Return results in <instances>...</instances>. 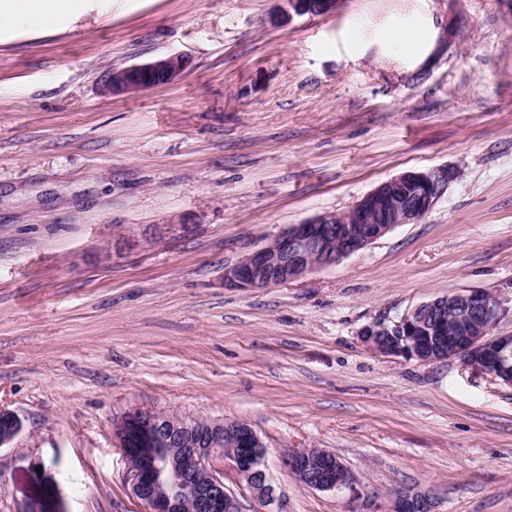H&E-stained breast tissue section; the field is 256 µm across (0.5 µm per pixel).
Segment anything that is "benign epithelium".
<instances>
[{"instance_id": "benign-epithelium-1", "label": "benign epithelium", "mask_w": 512, "mask_h": 512, "mask_svg": "<svg viewBox=\"0 0 512 512\" xmlns=\"http://www.w3.org/2000/svg\"><path fill=\"white\" fill-rule=\"evenodd\" d=\"M340 0H288L294 14L331 16ZM189 64L182 53L112 69L105 90L130 94L177 82ZM458 172L446 167L408 170L380 183L342 213H325L292 225L269 245L245 254L224 269V285L269 288L303 278L315 268L335 264L387 235L401 224L420 221L439 201ZM509 310L491 292L471 289L420 303L396 320L363 326L360 341L369 351L393 358L436 362L456 359L465 368L512 386V333L491 335ZM456 323L445 337L448 319ZM22 429L19 416L0 406V447ZM112 432L128 462L131 493L147 512H272L275 488L262 468L267 448L247 424L187 420L165 411L130 409L112 420ZM167 446L158 460L146 448L156 440ZM222 454L232 463L240 492L229 490L211 466ZM288 472L319 491L350 488L353 479L335 453L323 448H290L282 455ZM387 512H439L431 490L395 491Z\"/></svg>"}]
</instances>
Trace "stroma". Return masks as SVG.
Listing matches in <instances>:
<instances>
[{"label": "stroma", "instance_id": "obj_1", "mask_svg": "<svg viewBox=\"0 0 512 512\" xmlns=\"http://www.w3.org/2000/svg\"><path fill=\"white\" fill-rule=\"evenodd\" d=\"M75 0L0 29V512H145L112 419L248 424L281 512H512V388L375 355L360 329L450 292L512 305V0ZM417 35L414 48L396 42ZM184 76L104 92L112 68ZM458 171L423 220L271 288L225 267L412 169ZM324 448L353 489L302 486ZM294 14L331 16L336 13L341 0H286ZM188 64L185 54L172 53L145 64L113 68L105 90L108 94L121 95L172 85L181 78ZM22 429L19 416L12 410L0 406V447L10 444ZM288 472L304 486L319 491L352 488L353 479L335 453L323 448H288L282 455ZM438 497L432 489L404 488L395 491L384 512H440Z\"/></svg>", "mask_w": 512, "mask_h": 512}]
</instances>
